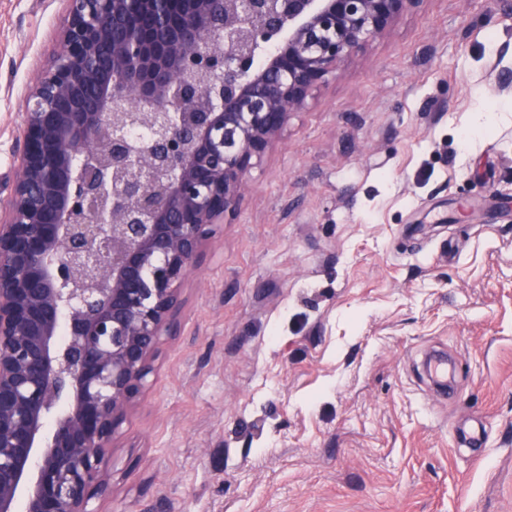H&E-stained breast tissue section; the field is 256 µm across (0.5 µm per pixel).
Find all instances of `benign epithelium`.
<instances>
[{
	"mask_svg": "<svg viewBox=\"0 0 512 512\" xmlns=\"http://www.w3.org/2000/svg\"><path fill=\"white\" fill-rule=\"evenodd\" d=\"M418 2L65 0L0 182V512H93L248 173Z\"/></svg>",
	"mask_w": 512,
	"mask_h": 512,
	"instance_id": "benign-epithelium-1",
	"label": "benign epithelium"
}]
</instances>
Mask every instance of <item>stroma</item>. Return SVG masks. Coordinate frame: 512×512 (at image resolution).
Masks as SVG:
<instances>
[{
	"label": "stroma",
	"instance_id": "obj_1",
	"mask_svg": "<svg viewBox=\"0 0 512 512\" xmlns=\"http://www.w3.org/2000/svg\"><path fill=\"white\" fill-rule=\"evenodd\" d=\"M64 15L0 0V175ZM503 66L512 0H419L290 114L182 287L92 512H512Z\"/></svg>",
	"mask_w": 512,
	"mask_h": 512
}]
</instances>
